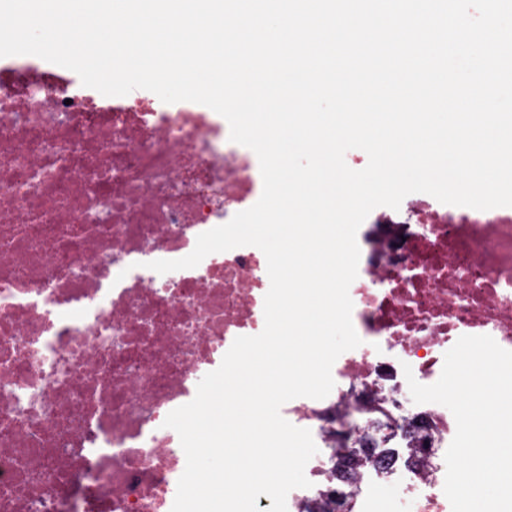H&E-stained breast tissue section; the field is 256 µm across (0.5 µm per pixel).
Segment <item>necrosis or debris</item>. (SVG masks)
<instances>
[{
  "mask_svg": "<svg viewBox=\"0 0 512 512\" xmlns=\"http://www.w3.org/2000/svg\"><path fill=\"white\" fill-rule=\"evenodd\" d=\"M229 135L192 102L144 89L108 101L36 56L0 57V512H171L186 457L164 421L265 323L257 247L147 267L189 255L260 198V167ZM363 227L349 288L362 343L335 361L326 398L281 408L318 449L287 512L330 489L329 449L353 454L341 420L417 451L401 501L398 463L371 466L375 512H448L456 421L438 403L405 406L403 369L435 383L463 335L512 350V207L413 193Z\"/></svg>",
  "mask_w": 512,
  "mask_h": 512,
  "instance_id": "1",
  "label": "necrosis or debris"
}]
</instances>
